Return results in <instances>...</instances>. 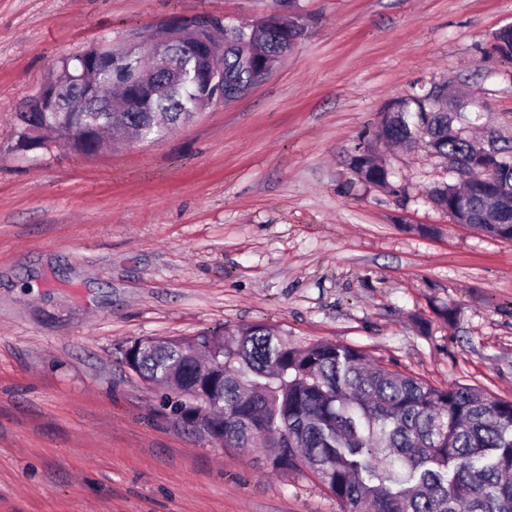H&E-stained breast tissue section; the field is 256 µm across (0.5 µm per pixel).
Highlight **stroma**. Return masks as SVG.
Returning <instances> with one entry per match:
<instances>
[{"label": "stroma", "mask_w": 512, "mask_h": 512, "mask_svg": "<svg viewBox=\"0 0 512 512\" xmlns=\"http://www.w3.org/2000/svg\"><path fill=\"white\" fill-rule=\"evenodd\" d=\"M270 9L0 0V512H338L310 473L177 424L124 363L146 337L266 323L512 400V240L429 201L440 159L374 142L391 101L435 82L479 101L478 139H512V61L493 49L512 0H297L295 50L162 140L25 143L17 112L62 59ZM362 143L390 188L356 174Z\"/></svg>", "instance_id": "stroma-1"}]
</instances>
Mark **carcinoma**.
Here are the masks:
<instances>
[{"instance_id": "obj_1", "label": "carcinoma", "mask_w": 512, "mask_h": 512, "mask_svg": "<svg viewBox=\"0 0 512 512\" xmlns=\"http://www.w3.org/2000/svg\"><path fill=\"white\" fill-rule=\"evenodd\" d=\"M296 0H274L256 23L258 32L184 18L171 29L181 83L147 92L130 85L136 69L123 48L102 40L65 58L41 88L46 100L80 97L103 131L88 136L80 112H47L50 138L84 155L104 153L129 133L158 140L168 126L189 122L205 102L224 92H243L287 57L302 28L294 23ZM224 39V79L207 81L197 70L201 51ZM126 86L134 105L109 111L107 86ZM444 87L391 102L375 138L422 147L451 160L464 186L446 183L429 200L457 224L512 239V176L498 191L482 189L475 173V145L466 129L478 120L452 121ZM352 165L366 183L386 187L390 172L364 150ZM127 367L143 381L169 391L178 423L199 428L208 420L224 448H259L273 472L307 469L336 500L339 512H512V401L463 384L435 388L382 365L348 345L306 346L265 323L204 331L192 338H145L124 351Z\"/></svg>"}]
</instances>
